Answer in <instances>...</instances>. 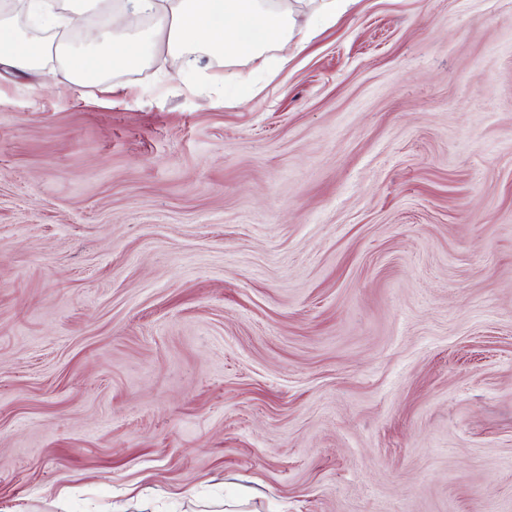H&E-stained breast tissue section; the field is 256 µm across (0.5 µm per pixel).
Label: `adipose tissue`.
Listing matches in <instances>:
<instances>
[{
  "instance_id": "obj_1",
  "label": "adipose tissue",
  "mask_w": 512,
  "mask_h": 512,
  "mask_svg": "<svg viewBox=\"0 0 512 512\" xmlns=\"http://www.w3.org/2000/svg\"><path fill=\"white\" fill-rule=\"evenodd\" d=\"M349 3L320 0L302 26L288 0H123L132 12L148 14L149 28L117 37L106 32L76 51L50 38V31L62 23L50 0H28L34 30L24 29L10 14L0 15V72L35 79L55 58L72 82L100 84L110 73L140 68L160 45L182 58L189 72L212 59L228 64L257 60L271 49L287 46L303 28L324 26Z\"/></svg>"
}]
</instances>
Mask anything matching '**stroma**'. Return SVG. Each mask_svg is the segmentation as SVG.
<instances>
[{"mask_svg": "<svg viewBox=\"0 0 512 512\" xmlns=\"http://www.w3.org/2000/svg\"><path fill=\"white\" fill-rule=\"evenodd\" d=\"M179 69L0 78V512H512V0Z\"/></svg>", "mask_w": 512, "mask_h": 512, "instance_id": "35a3bbf8", "label": "stroma"}]
</instances>
